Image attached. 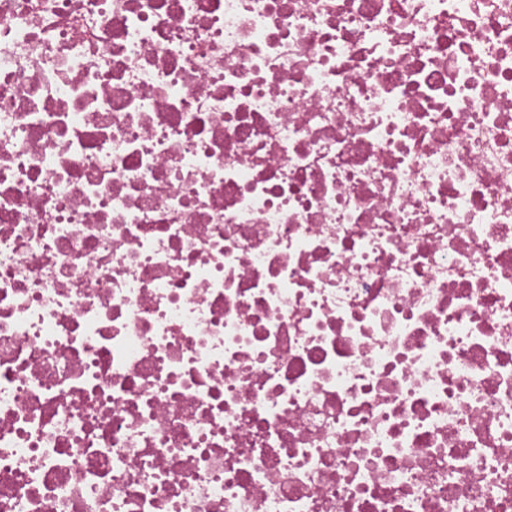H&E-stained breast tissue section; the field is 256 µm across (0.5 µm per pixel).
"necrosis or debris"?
Instances as JSON below:
<instances>
[{"instance_id":"4bbe7bcc","label":"necrosis or debris","mask_w":512,"mask_h":512,"mask_svg":"<svg viewBox=\"0 0 512 512\" xmlns=\"http://www.w3.org/2000/svg\"><path fill=\"white\" fill-rule=\"evenodd\" d=\"M0 512H512V0H0Z\"/></svg>"}]
</instances>
